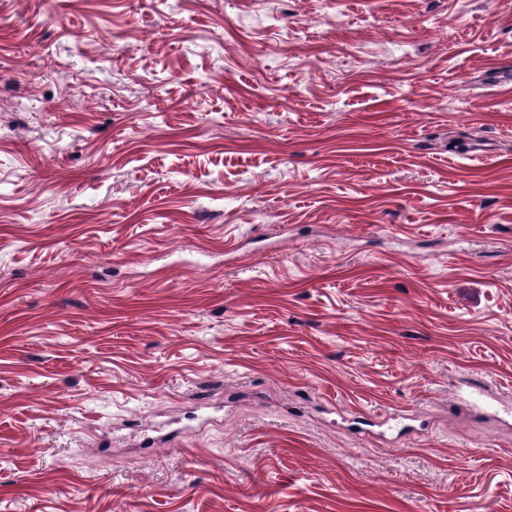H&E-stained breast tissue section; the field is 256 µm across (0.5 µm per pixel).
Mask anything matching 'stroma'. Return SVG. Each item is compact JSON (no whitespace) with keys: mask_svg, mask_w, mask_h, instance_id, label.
I'll use <instances>...</instances> for the list:
<instances>
[{"mask_svg":"<svg viewBox=\"0 0 512 512\" xmlns=\"http://www.w3.org/2000/svg\"><path fill=\"white\" fill-rule=\"evenodd\" d=\"M497 68L512 0H0V512H512Z\"/></svg>","mask_w":512,"mask_h":512,"instance_id":"obj_1","label":"stroma"}]
</instances>
